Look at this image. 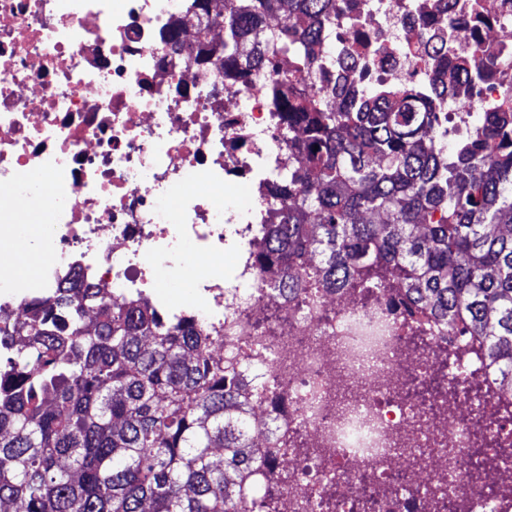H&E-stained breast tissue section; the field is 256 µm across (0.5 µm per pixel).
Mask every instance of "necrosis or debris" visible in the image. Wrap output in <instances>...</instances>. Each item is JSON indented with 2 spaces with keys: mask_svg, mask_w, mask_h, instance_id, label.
<instances>
[{
  "mask_svg": "<svg viewBox=\"0 0 512 512\" xmlns=\"http://www.w3.org/2000/svg\"><path fill=\"white\" fill-rule=\"evenodd\" d=\"M193 12V0H0V241L39 215L44 257L32 278L0 259V309L23 315L80 275L114 301L139 295L170 312L160 287L186 279L197 300L183 315L209 326L280 446L279 492L268 497L258 479L254 512H314L322 499L332 512H512V459L483 445L494 431L512 436V400L472 353L442 371L447 332L411 348L386 291L368 305L347 291H271L276 272L255 265L250 244L282 204L270 186L301 158L267 93L274 73L231 82L217 61H198ZM178 21L188 47L165 54ZM443 25L451 61L493 66L469 95L449 79L459 130L512 110V0H356L329 21L336 73L366 60L376 82L430 86L446 72L428 46ZM243 185L254 207L238 205ZM443 372L447 396L433 409L402 399L407 378ZM474 376L485 385L475 402L462 392ZM298 434L308 456L290 447ZM479 446L489 466L468 462Z\"/></svg>",
  "mask_w": 512,
  "mask_h": 512,
  "instance_id": "necrosis-or-debris-1",
  "label": "necrosis or debris"
}]
</instances>
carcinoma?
Returning a JSON list of instances; mask_svg holds the SVG:
<instances>
[{
  "label": "carcinoma",
  "instance_id": "obj_1",
  "mask_svg": "<svg viewBox=\"0 0 512 512\" xmlns=\"http://www.w3.org/2000/svg\"><path fill=\"white\" fill-rule=\"evenodd\" d=\"M337 0H195L199 59L247 78L280 59L336 68L324 36ZM279 11L289 24L263 33ZM451 34L432 49L448 58ZM301 165L252 243L277 291L394 300L486 351L512 394V112H487L448 149L444 91L357 83L338 109L269 87ZM207 325L102 288H61L0 319V512H252L269 448L253 443L245 381L224 372Z\"/></svg>",
  "mask_w": 512,
  "mask_h": 512
}]
</instances>
